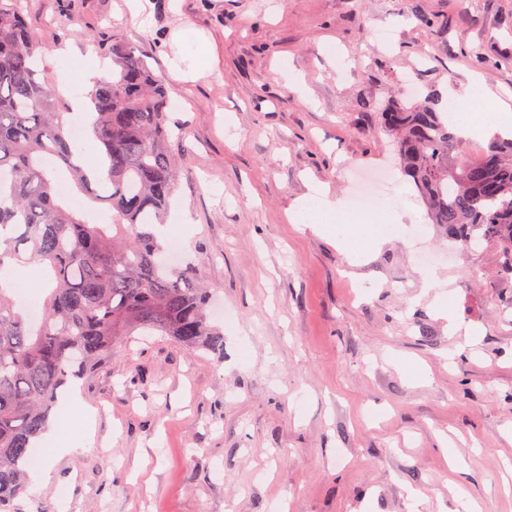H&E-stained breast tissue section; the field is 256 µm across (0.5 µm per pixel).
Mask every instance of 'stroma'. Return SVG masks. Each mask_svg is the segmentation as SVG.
Wrapping results in <instances>:
<instances>
[{"label":"stroma","mask_w":512,"mask_h":512,"mask_svg":"<svg viewBox=\"0 0 512 512\" xmlns=\"http://www.w3.org/2000/svg\"><path fill=\"white\" fill-rule=\"evenodd\" d=\"M25 15L62 111L86 91L58 75L69 44L102 61L131 43L166 85L186 135L165 227L212 291L224 352L117 344L75 380L83 410L58 402L21 512H456L462 491L512 512L497 245L457 251L414 194L378 243L288 218L315 188L348 200L361 172L395 167L385 103L479 83L512 109V0H148L136 18L127 0H26ZM207 41L203 75L174 78ZM419 242L442 255L430 270Z\"/></svg>","instance_id":"1"}]
</instances>
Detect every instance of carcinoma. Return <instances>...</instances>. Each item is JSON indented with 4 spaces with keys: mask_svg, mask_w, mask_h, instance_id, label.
<instances>
[{
    "mask_svg": "<svg viewBox=\"0 0 512 512\" xmlns=\"http://www.w3.org/2000/svg\"><path fill=\"white\" fill-rule=\"evenodd\" d=\"M39 49L21 0H0V512H20L30 448L61 390L118 340L147 333L224 350L207 288L192 266L166 263L151 230L165 223L179 181L164 84L136 47L108 46L115 72L86 94L99 146L92 169L71 136L74 117L57 111ZM379 121L431 222L468 249L495 243L512 273V137L496 135L473 163L434 102L392 104ZM61 178L85 199L61 198ZM97 205L111 223L89 219ZM32 261L48 290L37 322L8 285Z\"/></svg>",
    "mask_w": 512,
    "mask_h": 512,
    "instance_id": "obj_1",
    "label": "carcinoma"
}]
</instances>
